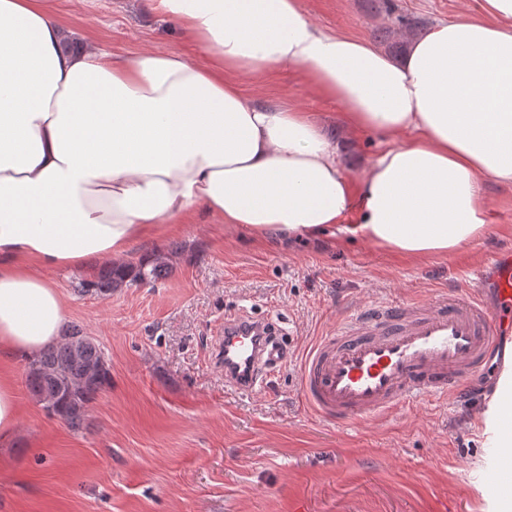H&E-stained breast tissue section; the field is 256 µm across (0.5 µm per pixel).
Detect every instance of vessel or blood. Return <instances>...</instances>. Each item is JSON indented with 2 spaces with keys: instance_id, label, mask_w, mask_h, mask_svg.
I'll return each instance as SVG.
<instances>
[{
  "instance_id": "b4317fda",
  "label": "vessel or blood",
  "mask_w": 512,
  "mask_h": 512,
  "mask_svg": "<svg viewBox=\"0 0 512 512\" xmlns=\"http://www.w3.org/2000/svg\"><path fill=\"white\" fill-rule=\"evenodd\" d=\"M512 338V248L491 252L473 287L430 300L356 307L319 336L301 362L300 391L316 416L354 425L380 421L414 401L432 405L470 387ZM224 382L260 390L287 356L270 325L226 320Z\"/></svg>"
}]
</instances>
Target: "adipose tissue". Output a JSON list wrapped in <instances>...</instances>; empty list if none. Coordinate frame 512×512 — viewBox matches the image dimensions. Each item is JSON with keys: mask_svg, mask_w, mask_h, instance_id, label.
<instances>
[{"mask_svg": "<svg viewBox=\"0 0 512 512\" xmlns=\"http://www.w3.org/2000/svg\"><path fill=\"white\" fill-rule=\"evenodd\" d=\"M50 0H0V358L33 357L67 319L44 276L123 264L198 208L254 239L339 233L405 257L483 237L485 185L512 186V0L434 25L392 59L324 30L301 0H150L203 63L143 49L71 51ZM298 69L346 126L387 137L359 180L321 125L244 81ZM512 376L491 447L512 445Z\"/></svg>", "mask_w": 512, "mask_h": 512, "instance_id": "adipose-tissue-1", "label": "adipose tissue"}]
</instances>
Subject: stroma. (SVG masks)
<instances>
[{"label":"stroma","instance_id":"35a3bbf8","mask_svg":"<svg viewBox=\"0 0 512 512\" xmlns=\"http://www.w3.org/2000/svg\"><path fill=\"white\" fill-rule=\"evenodd\" d=\"M327 30L371 40L399 17L430 25L480 13V0H303ZM68 18V40L116 54L144 48L182 52L177 25L148 0H53ZM262 103L312 113L326 132L349 140L351 177L385 146L382 137L347 138L340 105L316 95L297 70L244 85ZM488 232L442 259H402L361 239L320 235L257 242L205 209L176 236L138 244L136 266L165 255L168 275L152 286L123 285L111 296L82 294L100 269L49 271L63 294L67 326L98 343L112 384L88 408L80 430L48 414L26 383L29 361L11 372L20 402L19 438L0 446V512H502L489 482L483 411L499 377L490 362L473 386L431 407L414 402L362 426L314 418L299 394L304 351L363 303L426 300L469 285L491 251L512 247V186L488 184ZM273 322L288 359L266 387L240 394L224 384L214 357L225 320Z\"/></svg>","mask_w":512,"mask_h":512}]
</instances>
